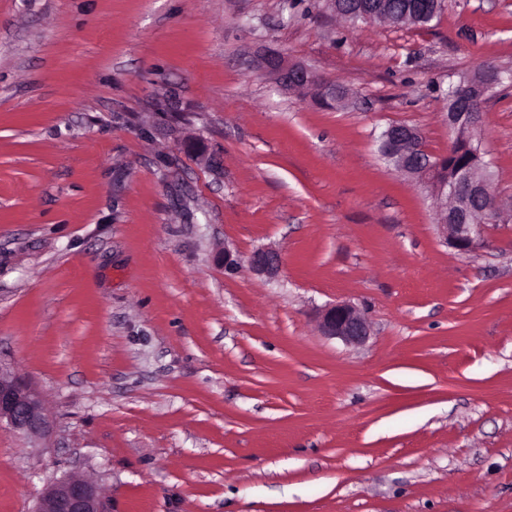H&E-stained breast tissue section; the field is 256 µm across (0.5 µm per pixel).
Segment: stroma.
<instances>
[{
  "instance_id": "35a3bbf8",
  "label": "stroma",
  "mask_w": 512,
  "mask_h": 512,
  "mask_svg": "<svg viewBox=\"0 0 512 512\" xmlns=\"http://www.w3.org/2000/svg\"><path fill=\"white\" fill-rule=\"evenodd\" d=\"M270 55L349 102L284 93ZM486 62L512 72V0L404 27L0 0V367L53 423L0 428V512L69 475L107 512H512V83L484 108L505 219L476 252L376 141L404 124L447 156L448 82ZM336 302L365 344L321 333ZM282 257L278 249L268 247L262 248L253 253L249 259L250 270L269 279L275 278L281 268ZM321 330L329 338L348 345H361L371 334V322L350 303L338 302L324 310Z\"/></svg>"
}]
</instances>
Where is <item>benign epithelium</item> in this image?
<instances>
[{"label":"benign epithelium","mask_w":512,"mask_h":512,"mask_svg":"<svg viewBox=\"0 0 512 512\" xmlns=\"http://www.w3.org/2000/svg\"><path fill=\"white\" fill-rule=\"evenodd\" d=\"M332 10L347 18L371 20L386 12L384 0H359L356 10L345 12L344 0H330ZM266 74L283 91L303 89L313 83L315 73L301 63H285L279 56L265 58ZM503 83L502 71L491 74L477 72L454 83L448 95V130L458 138L461 129L480 128L484 113L471 111L475 100H488ZM421 139L413 127L391 126L387 129L384 158L398 171L431 188L435 209L440 217V230L446 244L462 254L485 245L489 224L498 220L497 197L493 190V174L480 149H473L475 159L461 162L450 181L440 178L441 162L430 155L409 150ZM279 250L268 247L253 253L250 270L269 279L281 268ZM321 330L329 338L348 345H361L371 334L370 320L353 305L338 302L328 306L322 315ZM7 425L15 434L27 439H45L51 433V422L44 413L41 392L21 381L11 371L0 367V426ZM34 512H105L99 487L90 479L67 476L48 485Z\"/></svg>","instance_id":"1"}]
</instances>
